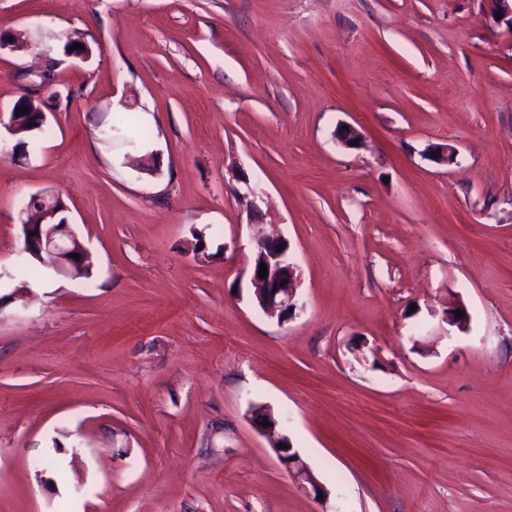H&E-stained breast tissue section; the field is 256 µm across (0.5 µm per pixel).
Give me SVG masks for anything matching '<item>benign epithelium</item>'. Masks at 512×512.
Instances as JSON below:
<instances>
[{"label":"benign epithelium","instance_id":"1","mask_svg":"<svg viewBox=\"0 0 512 512\" xmlns=\"http://www.w3.org/2000/svg\"><path fill=\"white\" fill-rule=\"evenodd\" d=\"M46 121V113H10L5 128L12 135L26 132L27 126L37 128ZM39 207H26L27 218L23 221V253L30 254L46 268L56 273L79 277L85 274L90 254L62 216L65 211L60 197L54 194H35ZM282 238L265 235L255 237V258L250 268V283L258 306L270 314L290 319L302 309L297 295V271L288 255L289 246H281ZM79 258H74V255ZM267 267V277H259L260 265ZM251 421L255 428L275 437L273 450L280 461L297 480L300 487L313 498L325 494L323 485L309 466L289 446L285 437L276 436L278 421L271 408L264 404L251 406Z\"/></svg>","mask_w":512,"mask_h":512}]
</instances>
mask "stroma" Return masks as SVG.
<instances>
[{"label": "stroma", "mask_w": 512, "mask_h": 512, "mask_svg": "<svg viewBox=\"0 0 512 512\" xmlns=\"http://www.w3.org/2000/svg\"><path fill=\"white\" fill-rule=\"evenodd\" d=\"M1 33L30 47L0 51V115L61 64L42 129L0 135V512H512V32L491 0H0ZM125 109L147 141L102 138ZM39 192L89 276L19 273ZM260 231L290 246L292 320L254 303ZM251 421L259 432L275 437L278 421L269 406L252 404ZM263 424H267V428H264ZM278 444H286L287 448H279ZM272 447L288 472L293 475L306 493L313 495L315 499H319V496L325 494L323 485L318 481L313 471L301 459L299 454L293 451L287 438L278 437L277 435Z\"/></svg>", "instance_id": "35a3bbf8"}]
</instances>
